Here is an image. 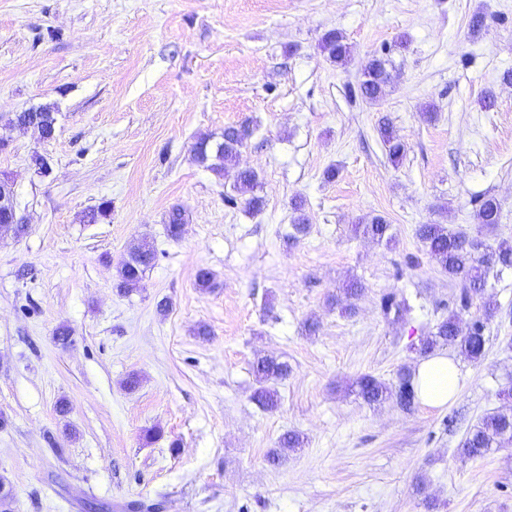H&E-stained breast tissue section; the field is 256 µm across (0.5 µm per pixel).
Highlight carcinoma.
<instances>
[{
  "mask_svg": "<svg viewBox=\"0 0 512 512\" xmlns=\"http://www.w3.org/2000/svg\"><path fill=\"white\" fill-rule=\"evenodd\" d=\"M325 58L338 66L346 65L350 60L351 47L346 37L339 30H329L323 34L319 44ZM389 60L383 56L373 57L365 66L359 84L360 96L370 103H377L385 95L390 82ZM17 118L28 127L36 129L43 141L54 138L56 118L52 108L42 106L36 112H21ZM254 129L248 124L224 127L222 141L211 143V138H201L194 148L195 162L218 176L235 172L233 188L243 199L244 207L251 213L263 209L264 200L256 194L260 183L259 174L252 169L238 167L241 149L253 136ZM379 134L388 159L400 162L406 153L405 144L394 133L387 120H382ZM295 216L284 240L294 243L309 232L308 218L303 213V204L294 203ZM474 223L478 228L491 227L500 220L499 205L493 198H484L473 213ZM186 223L185 211L179 206L171 208L168 214L166 231L169 237H181ZM391 225L385 217L374 215L362 218L354 225V232L377 241H391ZM417 236L427 254L448 278L457 280L461 285L460 302L467 306L473 296L479 295L487 287L489 271L500 265L512 267V242L502 240L490 243L481 240L483 252L472 250L473 237L462 231H456L445 224H420ZM157 259L152 242L141 239L130 245L127 255L117 268L115 288L121 294H128L140 287L145 272ZM380 307L384 316L397 315L410 310L405 298L393 293L381 297ZM456 346L466 357L477 361L482 358L485 348V327H476V323H463L459 315L451 314L440 321L435 329L420 340L416 352L422 356L430 355L444 346ZM288 363L274 356H264L252 364V373L256 387L252 394L253 402L264 411H271L278 406L280 397L270 383L288 377ZM353 389L362 400L370 405H381L393 401L397 406L409 410L417 398L412 372L402 367L398 373V383L388 384L379 378L365 374L353 384ZM303 438L296 433H285L278 442V447L269 452V460L279 463L288 452L302 447ZM512 443V403L503 406L483 418L463 443L460 452L469 459L484 457L490 450Z\"/></svg>",
  "mask_w": 512,
  "mask_h": 512,
  "instance_id": "1",
  "label": "carcinoma"
}]
</instances>
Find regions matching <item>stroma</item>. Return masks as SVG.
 Listing matches in <instances>:
<instances>
[{
	"instance_id": "stroma-1",
	"label": "stroma",
	"mask_w": 512,
	"mask_h": 512,
	"mask_svg": "<svg viewBox=\"0 0 512 512\" xmlns=\"http://www.w3.org/2000/svg\"><path fill=\"white\" fill-rule=\"evenodd\" d=\"M331 29L351 46L345 66L319 49ZM382 54L393 82L372 104L358 83ZM508 70L512 0H0V117L43 105L56 117L47 142L0 126V178L26 224L0 232V478L12 512H429L430 499L437 512H512V445L460 453L512 389V268L461 307L416 235L428 223L474 231L477 201L492 196L501 222L487 237L512 240ZM384 117L407 148L396 166L377 133ZM246 121L255 133L239 165L260 175L256 215L228 205L232 176L192 152ZM37 153L47 176L30 164ZM295 199L310 231L289 244ZM175 205L187 223L173 240ZM373 214L391 243L353 235ZM142 238L158 258L118 294V264ZM202 269L216 288L198 287ZM351 279L365 292L348 317L328 301ZM386 293L411 311L384 316ZM452 311L487 322L481 360L446 350L463 375L454 401L407 412L357 397L359 376L392 383L417 367L413 346ZM61 326L70 345L56 340ZM264 354L291 367L272 412L250 399ZM287 432L304 445L271 465Z\"/></svg>"
}]
</instances>
